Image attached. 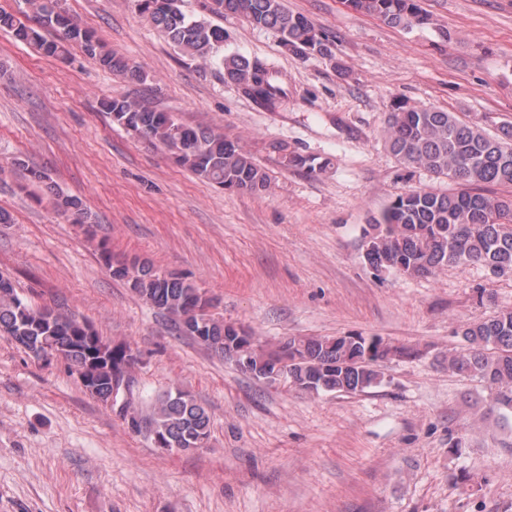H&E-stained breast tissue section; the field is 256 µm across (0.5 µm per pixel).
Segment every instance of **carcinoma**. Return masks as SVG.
<instances>
[{"mask_svg":"<svg viewBox=\"0 0 512 512\" xmlns=\"http://www.w3.org/2000/svg\"><path fill=\"white\" fill-rule=\"evenodd\" d=\"M149 23L175 47L207 65L217 59L224 44V28L188 17L183 0H136ZM361 14L385 24L411 30L429 24L419 0H344ZM38 27H28L10 12L0 10V29L16 40L34 44L44 55L69 57L78 45L114 73L143 79L140 68L123 56L104 49L95 35L74 24L61 0H25ZM221 14H233L248 25L274 31L281 46L296 55L335 59L333 41L300 13L286 10L282 0H214ZM58 32L47 39L41 30ZM224 81L235 85L257 107L272 110L288 97L278 72L260 60L232 56L221 61ZM102 109L127 132L141 135L170 151L178 164L198 177L228 190L254 192L268 186V175L257 166L240 142L226 135L182 124L172 112H160L149 102L111 98ZM390 153L409 172L425 170L459 185L451 192L416 188L396 195L372 225L365 260L376 270L409 277H427L448 266L477 265L494 277H512V194L488 195L485 186L512 189V123L490 134L481 123L436 107L392 106L384 130ZM288 166L314 170L313 159L288 152ZM58 210L76 221L86 218L79 198L56 194ZM101 256L112 276L126 282L147 305L159 310L176 331L200 345L224 353L235 340L247 346L249 374L267 383L282 379L309 392H363L381 384V363L401 349L380 336L348 333L343 336H292L288 364L281 365L274 351L255 337L240 336L237 327L209 314L212 299L196 282L154 269L134 259L112 262L107 248ZM464 347L448 353V370L483 383L492 393L494 407L512 415V309L495 308L489 314L458 327ZM0 335L32 353L50 341L81 374L93 396L106 401L112 380L122 378L137 362L130 346L113 343L96 331L80 327L75 317H63L49 307H34L21 297L11 278L0 273ZM135 394L122 414L128 428L141 434L145 423L149 440L158 448L192 451L211 436V416L190 394L169 390L138 408Z\"/></svg>","mask_w":512,"mask_h":512,"instance_id":"1","label":"carcinoma"}]
</instances>
